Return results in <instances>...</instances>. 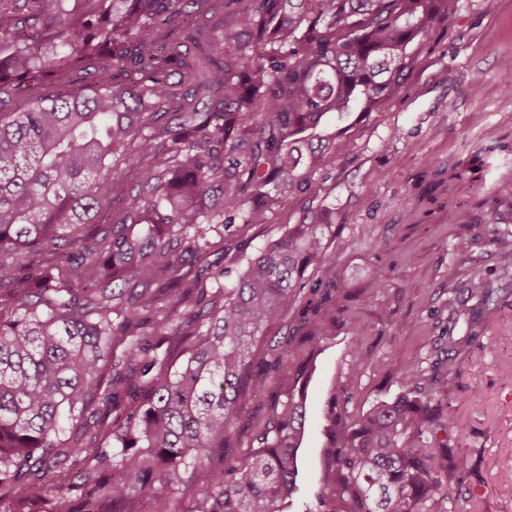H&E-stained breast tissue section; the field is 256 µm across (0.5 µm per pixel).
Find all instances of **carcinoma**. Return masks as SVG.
<instances>
[{"label":"carcinoma","mask_w":512,"mask_h":512,"mask_svg":"<svg viewBox=\"0 0 512 512\" xmlns=\"http://www.w3.org/2000/svg\"><path fill=\"white\" fill-rule=\"evenodd\" d=\"M236 27L202 47L217 7ZM458 0H0V506L6 512H280L296 488L311 344L336 284L299 311L273 372L264 325L329 266L334 225L302 220L206 288L182 255L213 225L265 221L317 156L308 132L390 96ZM178 76L196 104L153 113ZM128 148L137 184L114 156ZM124 202L112 214V196ZM497 281H512V232ZM479 275L448 289V365L404 370L399 392L346 417L331 406L325 493L305 512H460L467 455L440 400L496 299ZM365 324L353 326L355 369ZM183 347L175 364L147 337ZM264 422L228 462L246 398ZM223 476L195 495L199 475Z\"/></svg>","instance_id":"cac0c4a2"}]
</instances>
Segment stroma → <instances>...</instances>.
Listing matches in <instances>:
<instances>
[{"label": "stroma", "instance_id": "35a3bbf8", "mask_svg": "<svg viewBox=\"0 0 512 512\" xmlns=\"http://www.w3.org/2000/svg\"><path fill=\"white\" fill-rule=\"evenodd\" d=\"M411 52L400 88L351 123L348 149L325 152L306 185L268 204L265 223L217 226V246L202 265L207 287H232L267 240L303 218L333 214V265L309 269L298 298L302 305L313 299L321 280L339 285L307 388L299 492L284 512H303L323 492L325 412H366L398 392L405 368L439 358L449 287L489 276L498 263L492 235L477 237L474 229H512V206L496 192L512 182V90L501 72L502 58L512 56V0H459L448 23ZM477 155L483 165L469 180L430 184L429 173ZM357 322L369 325L358 371ZM337 386L346 391L338 399ZM448 414L461 427L448 443L472 462L463 512H512V484L500 480L512 468V284L448 380Z\"/></svg>", "mask_w": 512, "mask_h": 512}]
</instances>
